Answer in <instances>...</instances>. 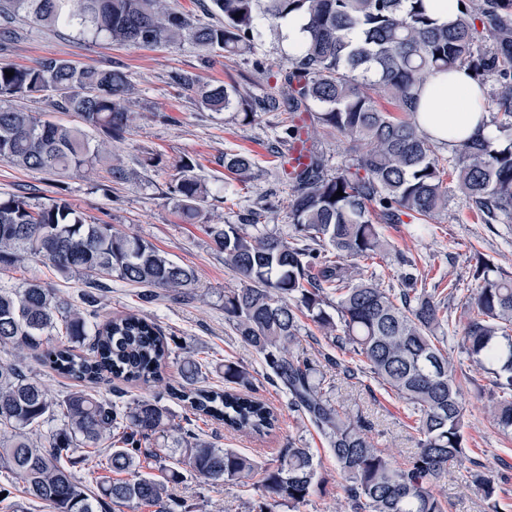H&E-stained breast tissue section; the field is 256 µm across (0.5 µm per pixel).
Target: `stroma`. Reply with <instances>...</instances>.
Returning <instances> with one entry per match:
<instances>
[{"label":"stroma","instance_id":"obj_1","mask_svg":"<svg viewBox=\"0 0 512 512\" xmlns=\"http://www.w3.org/2000/svg\"><path fill=\"white\" fill-rule=\"evenodd\" d=\"M12 28V38L0 43V66H29L53 56L79 65L122 69L130 84L132 122L123 139L107 142L113 157L127 171L126 180L111 181L103 164L80 175H51L0 161V195L23 194L29 196L31 205L39 206L56 192H63L88 220L136 234L175 262L195 268L197 288L176 299L147 303L140 298V287L113 282L100 296V312L105 316L138 313L154 319L174 353L189 351L203 361L207 384H223L225 363L243 367L253 377L256 397L279 415L276 431L264 438L230 432L214 422L201 424L199 432L204 438L245 454L258 470L240 482L218 486L184 472L171 491V512H258L261 470L275 463L292 442L310 448L317 467L318 485L300 512H352L347 480L331 458L325 439L289 406L287 396L268 380L260 355L242 343L225 322L224 292L237 287L239 280L225 267L223 256L212 249L203 230L207 224L238 223L243 211L270 202L274 209L267 213L266 224L287 232L289 186L280 157L288 148L280 146L275 156L268 151L275 143L274 128L285 115L261 112L252 124L245 125L234 112L207 108L195 91L173 80L174 74H189L204 85H235L241 94L255 99L276 85L277 69L288 60L286 43L264 39L260 53L270 70L261 74L247 57L229 60L221 52L187 39L171 45L133 47L24 18L15 20ZM239 152L251 154L255 162L251 179L244 183L230 181L216 163L219 156ZM186 158L196 162L197 175L211 190L195 224L183 222L165 198L177 164ZM378 229L390 244L386 256L373 268L381 287H400L407 271L402 260L414 259L427 288L448 297L450 329H462L467 319L466 297L475 285L477 257L490 260L512 277V224L481 223L461 196L449 195L447 210L436 216L428 233L415 234L409 223H382ZM32 280L48 283L73 307H81L84 279L63 277L38 261L1 272L0 288L15 290ZM466 373L467 454L480 460L485 473L501 485L496 500L484 499L471 483L467 465L450 467L446 485L450 512H512V435L501 433L485 412L491 374L473 366ZM163 377L162 383L150 386L106 381L95 394L110 399L121 392L130 400L159 395L176 416H184L186 405L166 394L167 386L180 380L175 362H167ZM331 398L343 410L365 418L368 436L388 449L397 464L407 462L416 442L407 406L395 394L367 378L353 387L336 381Z\"/></svg>","mask_w":512,"mask_h":512}]
</instances>
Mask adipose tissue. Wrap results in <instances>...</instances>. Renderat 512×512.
Returning <instances> with one entry per match:
<instances>
[{
	"label": "adipose tissue",
	"mask_w": 512,
	"mask_h": 512,
	"mask_svg": "<svg viewBox=\"0 0 512 512\" xmlns=\"http://www.w3.org/2000/svg\"><path fill=\"white\" fill-rule=\"evenodd\" d=\"M416 119L429 137L451 147L479 135H488L483 88L464 68L430 77L417 93Z\"/></svg>",
	"instance_id": "ef3b65f1"
}]
</instances>
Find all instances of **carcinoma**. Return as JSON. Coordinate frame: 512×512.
<instances>
[{
	"label": "carcinoma",
	"mask_w": 512,
	"mask_h": 512,
	"mask_svg": "<svg viewBox=\"0 0 512 512\" xmlns=\"http://www.w3.org/2000/svg\"><path fill=\"white\" fill-rule=\"evenodd\" d=\"M464 9L439 22L425 0H211L224 18L201 25L166 7V0H0V34L13 17L75 28L83 36L102 35L129 46L176 41L194 43L232 58L255 54L268 30L292 15L304 19L306 38L281 86L252 103L235 88L203 90V104L235 111L249 123L256 109L284 111L281 136L293 145L303 127L296 117L336 131L351 143L353 162L332 171L313 152L288 176L289 228L281 234L259 228L261 212L249 209L238 224H206L213 249L240 286L224 292V320L236 336L263 356L271 379L326 439L337 468L348 480L353 512H448L437 487L448 465L468 459L466 407L462 400L464 361L493 375L488 410L494 424L512 433V279L477 258L476 287L468 296V317L459 336L445 332L448 308L418 279L407 287L382 288L348 261L382 256L386 249L373 219L398 224L406 215L414 231L448 208V192L460 193L485 224L512 222V0H456ZM492 48L479 44L477 24ZM471 69L476 77L497 78V112L487 137L462 142L444 160L414 116L416 87L438 71ZM0 67V101L52 91L58 107L77 114L107 139H120L131 122L127 78L118 68L78 66L46 57L31 66ZM392 103L397 113L380 108ZM102 160L79 129L0 107V161L51 174L82 173ZM218 164L232 178L251 176L252 159L226 154ZM167 199L186 223L198 218L208 197L206 184L187 158ZM451 178L447 186L444 177ZM343 195L335 196L337 190ZM49 263L65 274L88 278L85 308L78 309L38 281L19 291L0 289V349L18 359L0 361V472L18 478L30 501L50 512H114L126 504L166 512L170 486L181 478L173 468L161 481L141 473L142 462L178 453L193 471L213 484L237 482L254 462L231 448L201 438L192 419H210L229 430L267 436L278 426L277 412L242 392L252 376L224 364V389L201 384L203 364L195 355L181 360V379L172 395L192 417L175 420L162 399L100 400L93 390L105 376L130 384H150L172 349L159 325L127 313L100 316L99 296L118 280L148 289L150 303L161 295L180 297L197 282L196 271L159 252L141 237L87 221L62 197L38 208L28 197L0 196V271L27 261ZM306 317L342 352L323 353L319 363L296 349ZM455 343L464 359L453 356ZM31 355L42 366L73 382L63 399L23 370ZM330 369L349 380L371 377L402 399L414 417L416 452L402 465L367 435V421L340 411L325 390ZM61 425L47 444L30 434L48 421ZM113 443L107 468L123 479L92 490L76 479L69 463L80 448ZM472 484L488 500L497 485L470 461ZM316 486L314 458L293 442L265 468L259 512L286 507L297 512Z\"/></svg>",
	"instance_id": "cac0c4a2"
}]
</instances>
